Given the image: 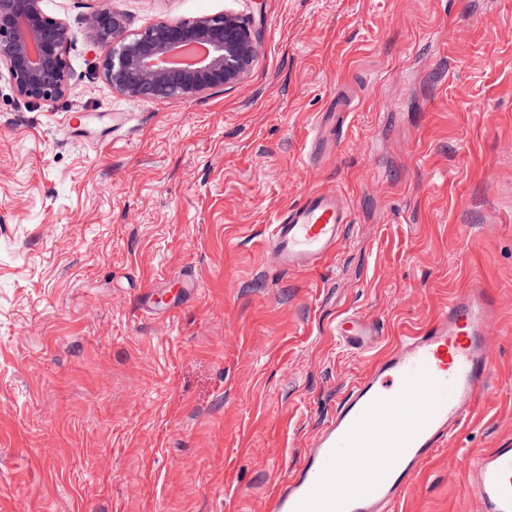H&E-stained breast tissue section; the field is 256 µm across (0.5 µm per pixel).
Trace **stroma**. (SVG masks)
Returning a JSON list of instances; mask_svg holds the SVG:
<instances>
[{
    "label": "stroma",
    "instance_id": "obj_1",
    "mask_svg": "<svg viewBox=\"0 0 512 512\" xmlns=\"http://www.w3.org/2000/svg\"><path fill=\"white\" fill-rule=\"evenodd\" d=\"M97 6L42 2L70 94L0 68V512H266L378 355L336 321L397 336L478 280L492 379L394 510L477 512L469 458L512 444V0H112L256 33L245 83L165 102L113 93ZM314 190L351 223L281 270L268 226ZM334 335L341 337L348 345L359 348L362 344H369L375 348L383 340L378 336L376 329L364 319L349 316L341 319L333 329ZM367 336L371 337L368 342Z\"/></svg>",
    "mask_w": 512,
    "mask_h": 512
}]
</instances>
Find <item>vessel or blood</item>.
Returning a JSON list of instances; mask_svg holds the SVG:
<instances>
[{
  "instance_id": "obj_1",
  "label": "vessel or blood",
  "mask_w": 512,
  "mask_h": 512,
  "mask_svg": "<svg viewBox=\"0 0 512 512\" xmlns=\"http://www.w3.org/2000/svg\"><path fill=\"white\" fill-rule=\"evenodd\" d=\"M350 211L333 193L312 191L288 207L265 240L271 261L302 271L334 256ZM500 310L471 282L428 326L387 342L388 350L351 386L267 512H392L436 449L475 415L491 376ZM348 345L383 340L364 319H341ZM466 484L479 512H512V445L474 455Z\"/></svg>"
}]
</instances>
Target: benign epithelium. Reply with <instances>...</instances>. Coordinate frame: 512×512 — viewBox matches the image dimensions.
I'll use <instances>...</instances> for the list:
<instances>
[{"instance_id":"1","label":"benign epithelium","mask_w":512,"mask_h":512,"mask_svg":"<svg viewBox=\"0 0 512 512\" xmlns=\"http://www.w3.org/2000/svg\"><path fill=\"white\" fill-rule=\"evenodd\" d=\"M99 3L86 24L94 42L109 47L103 74L122 96L193 100L244 82L257 59L259 43L236 16L159 21L131 31L112 0ZM71 41L68 25L47 16L42 0H0V68L21 97L48 103L75 88Z\"/></svg>"}]
</instances>
